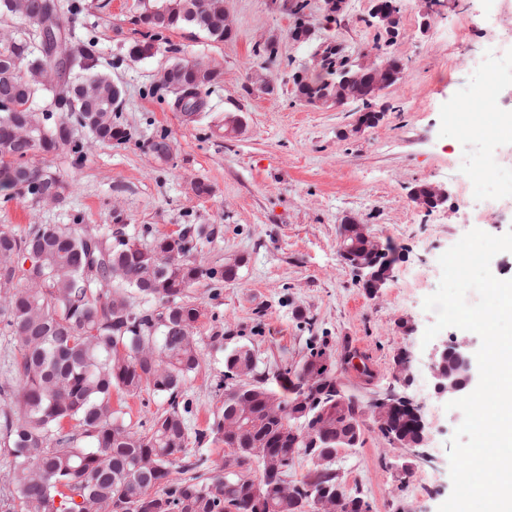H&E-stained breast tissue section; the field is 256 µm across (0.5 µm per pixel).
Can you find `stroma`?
Masks as SVG:
<instances>
[{
    "label": "stroma",
    "mask_w": 512,
    "mask_h": 512,
    "mask_svg": "<svg viewBox=\"0 0 512 512\" xmlns=\"http://www.w3.org/2000/svg\"><path fill=\"white\" fill-rule=\"evenodd\" d=\"M77 15H64L72 46L91 53L122 90L120 120L131 139L108 146L80 132L81 156L62 149L47 162L69 184L63 203L32 205L0 196V225L22 231L32 224H73L78 231H106L115 217L130 228L172 233L185 224H205L214 234L195 257L220 269L239 262L235 278L201 279L193 301L210 318L198 371L184 386L192 409L186 416L189 452L224 455L204 431L224 402V350L244 342L260 367L276 373L297 365L312 347L334 355L346 393L365 409L364 444L338 465L346 487H360L373 512H438L449 497V440L458 425L429 369L435 347L480 338L458 328L441 331L431 344L422 336L433 315L424 298L439 284L438 259L472 228L492 235L512 229V135L460 143L455 126L478 119L463 111L465 87L480 86L486 102L512 101V81L493 84L472 72L471 56L512 42V0H502L498 18L481 15L480 0H404L401 34L386 43L370 17L371 0H346L338 21H326L323 0H308L310 40L292 38L296 18L287 0H224L233 24L229 40L214 43L197 31L167 32L154 57L136 60L135 0H77ZM469 14L465 43L448 48V33ZM340 44L351 60L378 51L404 65L396 88L386 92L383 119L358 127L356 106L299 101L292 77L313 68L323 42ZM274 45L276 58L263 48ZM199 61L221 77L205 95V108L189 122L162 88V72L176 61ZM272 76L274 88H248L252 71ZM238 116L239 128L225 119ZM166 139L170 157H155L149 145ZM212 192L196 196L195 180ZM423 184L447 186V203L433 210L411 198ZM396 248L391 276L379 295L363 288L359 273L340 255L346 221ZM412 356L414 378L403 392L420 404L429 424L428 460L410 459L378 431L369 407L397 383L395 361ZM370 369L361 374L355 357ZM410 472H403V465Z\"/></svg>",
    "instance_id": "obj_1"
}]
</instances>
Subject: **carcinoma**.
I'll use <instances>...</instances> for the list:
<instances>
[{"mask_svg":"<svg viewBox=\"0 0 512 512\" xmlns=\"http://www.w3.org/2000/svg\"><path fill=\"white\" fill-rule=\"evenodd\" d=\"M77 12L61 0H0V17H15L31 39L0 50V86L13 90L0 103V190L32 204L46 192L65 199L67 185L34 158L66 147L82 154L80 129L108 145L130 140L117 112L121 90L83 51L60 60L44 41L48 9ZM134 24L145 29L129 54L146 59L163 32L190 27L212 42L224 30V0H138ZM56 70L45 84L29 77ZM220 73L179 61L166 87L195 95ZM370 80L336 86L326 77H301L296 93L310 104L367 93ZM93 90L95 107L81 99ZM48 100L38 112L33 104ZM211 236L190 224L173 234H144L115 224L109 234L78 233L69 224H35L23 233L0 227V333L11 336L16 401L0 408V450L14 461L3 476L0 512H316L309 490L337 492L340 512L369 503L363 490L345 489L333 468L341 451L364 443L363 406L346 394L328 368L325 349L275 387L247 344L224 355V407L207 429L213 440L236 449V472L203 454L187 456L188 403L179 401L201 363L202 304L189 301L200 279H232L238 265L205 268L191 259ZM30 268H25L27 258ZM318 387H306L310 374ZM144 390L166 398L168 408L135 430L112 395ZM382 436L414 439V420L399 407L374 420ZM316 434L317 442L305 440ZM305 460L312 475L282 493L278 476Z\"/></svg>","mask_w":512,"mask_h":512,"instance_id":"carcinoma-1","label":"carcinoma"}]
</instances>
